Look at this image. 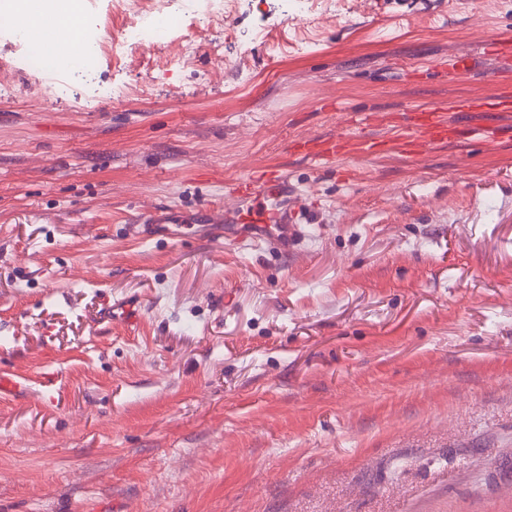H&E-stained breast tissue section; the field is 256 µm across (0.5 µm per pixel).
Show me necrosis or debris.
<instances>
[{
  "label": "necrosis or debris",
  "instance_id": "obj_1",
  "mask_svg": "<svg viewBox=\"0 0 512 512\" xmlns=\"http://www.w3.org/2000/svg\"><path fill=\"white\" fill-rule=\"evenodd\" d=\"M234 8L235 0H120L116 9L125 20L118 34L107 30L86 32L78 50H59L48 57L15 26V12L2 6L0 33L13 36L24 49L27 65L34 73L28 94L48 99L62 93V75L91 70L104 51H112L118 57L134 55L165 40L181 18L199 16L208 21L227 22Z\"/></svg>",
  "mask_w": 512,
  "mask_h": 512
}]
</instances>
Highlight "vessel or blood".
<instances>
[{
    "instance_id": "1",
    "label": "vessel or blood",
    "mask_w": 512,
    "mask_h": 512,
    "mask_svg": "<svg viewBox=\"0 0 512 512\" xmlns=\"http://www.w3.org/2000/svg\"><path fill=\"white\" fill-rule=\"evenodd\" d=\"M496 58L512 59V32L505 30L490 35L484 42ZM391 117L382 112L354 114L348 120V131L328 139L307 138L290 143L291 153L330 162L350 155L367 157L378 153L398 152L416 156L432 146L458 137L462 127L458 121L444 118L442 113L423 109L408 113L395 137L376 136V129L390 125ZM213 224H255L260 237L284 250L301 233L302 225L312 223V206L306 203L298 186L293 185L282 169L267 167L240 178L231 191L221 213L205 211Z\"/></svg>"
}]
</instances>
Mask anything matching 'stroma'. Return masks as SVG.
I'll use <instances>...</instances> for the list:
<instances>
[{
  "label": "stroma",
  "instance_id": "35a3bbf8",
  "mask_svg": "<svg viewBox=\"0 0 512 512\" xmlns=\"http://www.w3.org/2000/svg\"><path fill=\"white\" fill-rule=\"evenodd\" d=\"M502 28L512 0H237L231 28L185 19L47 102L0 38V374L25 380L0 392V512H512V129L288 152L494 95ZM269 165L313 193L288 250L193 223ZM125 299L136 327L103 320ZM348 125L349 130L337 133L336 137L296 140L290 143L288 150L293 154L323 162L350 155L367 157L389 152L416 156L436 144L458 137L465 129L455 119L445 120L442 112L433 109L408 112L407 117L398 125L402 130L401 134L394 138L368 133L385 126H393L387 113L352 114Z\"/></svg>",
  "mask_w": 512,
  "mask_h": 512
}]
</instances>
